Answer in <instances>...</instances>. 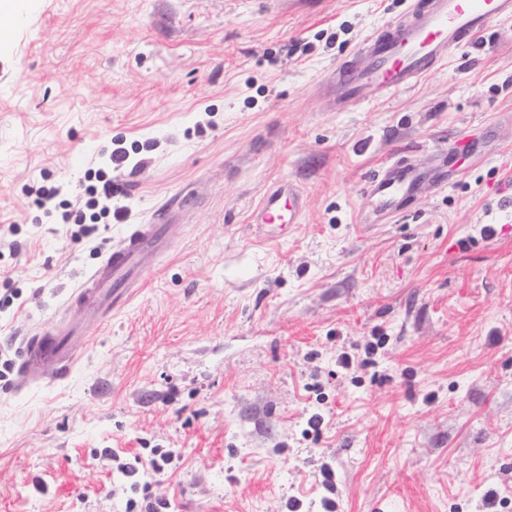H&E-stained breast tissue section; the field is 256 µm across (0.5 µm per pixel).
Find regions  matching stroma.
Returning <instances> with one entry per match:
<instances>
[{"instance_id":"1","label":"stroma","mask_w":512,"mask_h":512,"mask_svg":"<svg viewBox=\"0 0 512 512\" xmlns=\"http://www.w3.org/2000/svg\"><path fill=\"white\" fill-rule=\"evenodd\" d=\"M410 4L16 0L0 512H512V19L387 99L336 112L321 90ZM117 148L125 220L85 235L35 204L58 186L83 209ZM407 152L416 195L377 211L369 177ZM283 179L302 222L250 223ZM158 218L168 251L90 325L75 290ZM61 318L88 330L70 373L15 389L24 337ZM169 450L157 473L116 467Z\"/></svg>"}]
</instances>
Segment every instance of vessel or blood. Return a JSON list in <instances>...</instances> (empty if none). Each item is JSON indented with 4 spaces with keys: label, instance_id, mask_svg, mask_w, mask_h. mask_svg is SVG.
I'll return each mask as SVG.
<instances>
[{
    "label": "vessel or blood",
    "instance_id": "b4317fda",
    "mask_svg": "<svg viewBox=\"0 0 512 512\" xmlns=\"http://www.w3.org/2000/svg\"><path fill=\"white\" fill-rule=\"evenodd\" d=\"M512 19V0H417L408 20L389 25L364 40L354 59L337 66L324 79L336 94V109L344 112L361 103L369 90L389 95L430 74L454 50L482 37L499 18ZM419 176L407 157H399L373 175L366 194L377 207L402 209L413 196ZM305 211L303 190L281 180L265 193L252 214L256 224H296ZM166 248L161 225L134 228L113 248L76 289L74 298L91 318L121 308L127 289ZM68 332L50 327L27 337L18 366L19 383L52 380L74 359Z\"/></svg>",
    "mask_w": 512,
    "mask_h": 512
}]
</instances>
